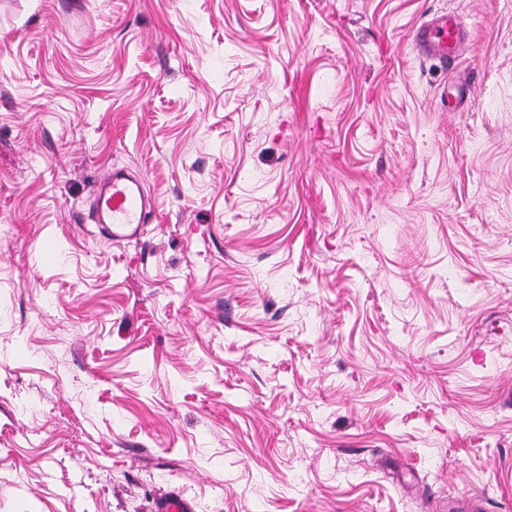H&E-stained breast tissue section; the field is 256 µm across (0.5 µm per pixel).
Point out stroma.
Segmentation results:
<instances>
[{
	"label": "stroma",
	"instance_id": "stroma-1",
	"mask_svg": "<svg viewBox=\"0 0 512 512\" xmlns=\"http://www.w3.org/2000/svg\"><path fill=\"white\" fill-rule=\"evenodd\" d=\"M171 491L512 512V0H0V512ZM467 44L468 37L454 13L436 15L411 35V45L419 55L438 59L444 66H454ZM154 209L142 180L125 169H104L94 184V212L100 231L113 243L139 239Z\"/></svg>",
	"mask_w": 512,
	"mask_h": 512
}]
</instances>
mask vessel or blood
<instances>
[{"instance_id": "obj_1", "label": "vessel or blood", "mask_w": 512, "mask_h": 512, "mask_svg": "<svg viewBox=\"0 0 512 512\" xmlns=\"http://www.w3.org/2000/svg\"><path fill=\"white\" fill-rule=\"evenodd\" d=\"M468 38L458 17L452 13L436 15L413 31L411 45L422 56L455 65L467 49ZM154 209L151 196L141 179L125 169L103 170L94 184L95 220L112 242L140 238Z\"/></svg>"}]
</instances>
